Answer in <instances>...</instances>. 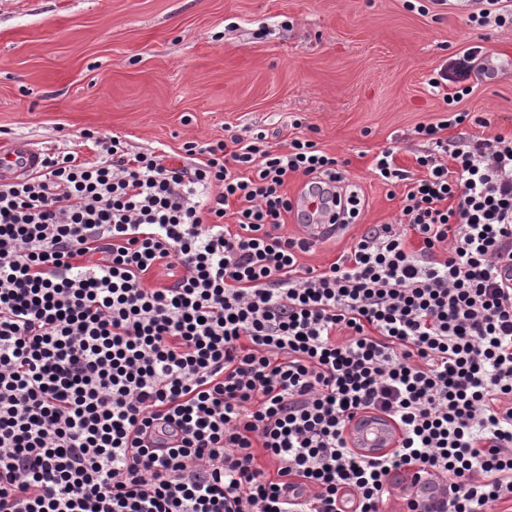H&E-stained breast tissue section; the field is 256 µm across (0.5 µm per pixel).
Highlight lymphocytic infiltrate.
I'll return each instance as SVG.
<instances>
[{"label":"lymphocytic infiltrate","instance_id":"f902f5d3","mask_svg":"<svg viewBox=\"0 0 512 512\" xmlns=\"http://www.w3.org/2000/svg\"><path fill=\"white\" fill-rule=\"evenodd\" d=\"M454 2L512 27V0ZM480 54L429 80L449 114L414 128L424 176L376 156L407 184L395 223L323 270L280 233L289 176L334 224L361 199L306 138L189 141L174 165L87 130L94 157L0 185V512H382L412 469L435 487L403 512H512V137L456 109ZM361 410L397 448L348 446ZM350 448L360 455L380 456L395 448L401 429L392 418L374 411L358 413L346 429Z\"/></svg>","mask_w":512,"mask_h":512}]
</instances>
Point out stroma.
I'll use <instances>...</instances> for the list:
<instances>
[{"label":"stroma","mask_w":512,"mask_h":512,"mask_svg":"<svg viewBox=\"0 0 512 512\" xmlns=\"http://www.w3.org/2000/svg\"><path fill=\"white\" fill-rule=\"evenodd\" d=\"M483 48L462 110L485 138L512 136V28L477 30L429 0H0V130L80 157L84 130L162 149L265 131L278 148L297 134L342 162L362 209L344 233L301 254L319 269L371 226L397 217L404 184L377 179V154L422 175L427 142L412 130L444 119L428 80L448 56ZM301 119L294 129L293 119Z\"/></svg>","instance_id":"1"}]
</instances>
